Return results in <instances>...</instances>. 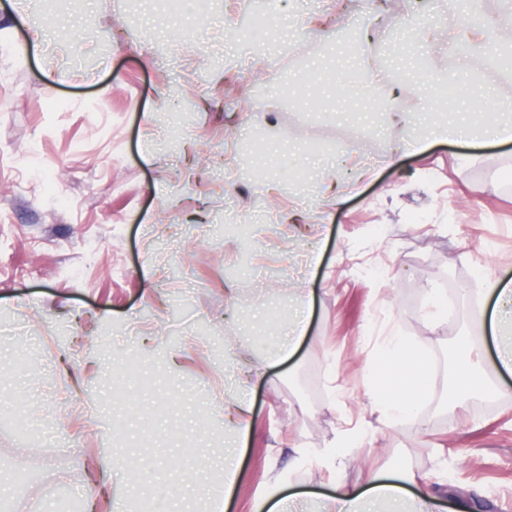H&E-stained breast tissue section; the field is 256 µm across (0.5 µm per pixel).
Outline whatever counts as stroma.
Instances as JSON below:
<instances>
[{"label":"stroma","mask_w":512,"mask_h":512,"mask_svg":"<svg viewBox=\"0 0 512 512\" xmlns=\"http://www.w3.org/2000/svg\"><path fill=\"white\" fill-rule=\"evenodd\" d=\"M295 2L306 29L284 49L276 0H0L5 512L68 496L112 512L132 483V512H152L176 466L171 512H210L224 478L202 465L230 438L222 397L243 364L255 418L225 512L290 493L288 512H320L376 470L437 512H512V374L495 367L492 299L469 303L512 281V141L399 150L488 98L511 121L512 81L449 53L478 31L445 0ZM426 57L466 84L424 83ZM363 69L372 96L337 92ZM446 293L452 320L430 304ZM303 300L301 345L270 358ZM394 336L432 370L396 421L371 383ZM462 343L502 394L452 401Z\"/></svg>","instance_id":"1"}]
</instances>
